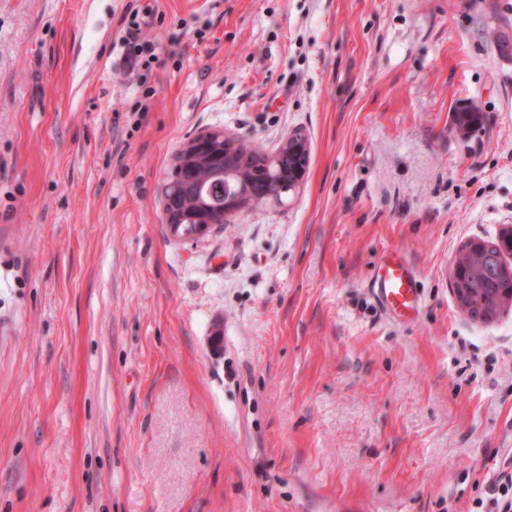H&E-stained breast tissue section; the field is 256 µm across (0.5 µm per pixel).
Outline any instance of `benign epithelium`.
Here are the masks:
<instances>
[{"mask_svg": "<svg viewBox=\"0 0 512 512\" xmlns=\"http://www.w3.org/2000/svg\"><path fill=\"white\" fill-rule=\"evenodd\" d=\"M222 137L220 130H208L190 137L178 150L179 159L174 161V178H164L161 183V198L164 221L170 236L180 240H196L206 236L218 222L208 212L200 210L192 216L169 211V204L176 198L179 182L185 168L198 169L212 158L213 143ZM309 164L308 136L302 130H295L280 150L273 155H260L245 150L243 162L237 169L224 167V215L236 213L249 204H259L275 199L276 191L266 184L271 177L274 183L288 192L296 194L305 180ZM451 287L459 307L468 316L477 320L490 321L505 308L512 306V290L501 293L499 308L487 311L472 304L469 292L459 287L462 282V263L454 259L451 269Z\"/></svg>", "mask_w": 512, "mask_h": 512, "instance_id": "obj_1", "label": "benign epithelium"}]
</instances>
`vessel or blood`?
<instances>
[{
	"label": "vessel or blood",
	"mask_w": 512,
	"mask_h": 512,
	"mask_svg": "<svg viewBox=\"0 0 512 512\" xmlns=\"http://www.w3.org/2000/svg\"><path fill=\"white\" fill-rule=\"evenodd\" d=\"M371 289L389 317L403 323L417 318L422 302L418 271L400 251L388 252L378 261Z\"/></svg>",
	"instance_id": "obj_1"
}]
</instances>
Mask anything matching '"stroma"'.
<instances>
[{"mask_svg": "<svg viewBox=\"0 0 512 512\" xmlns=\"http://www.w3.org/2000/svg\"><path fill=\"white\" fill-rule=\"evenodd\" d=\"M503 34L512 0H0V512H472L512 309L472 320L449 265L512 225ZM212 129L305 131L309 171L180 241L159 187ZM389 250L409 324L369 288ZM150 11L148 8L140 17L139 9L135 10L131 19L120 30V39L125 47L121 60L130 74H135L142 67L149 68L152 63L159 62L158 43L146 38L142 32V27L148 25L147 18ZM371 289L389 317L403 323L417 318L422 302L418 271L400 251H390L378 261Z\"/></svg>", "mask_w": 512, "mask_h": 512, "instance_id": "35a3bbf8", "label": "stroma"}]
</instances>
